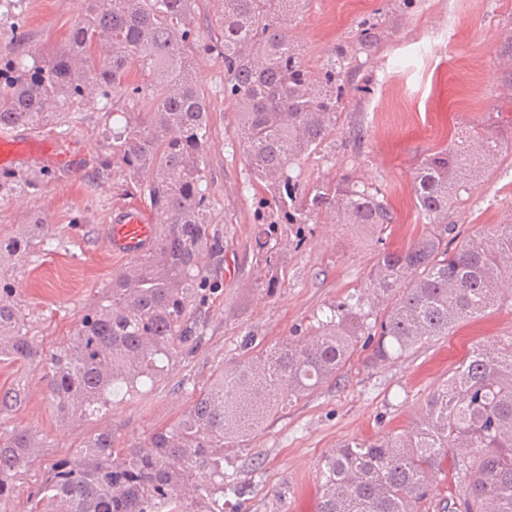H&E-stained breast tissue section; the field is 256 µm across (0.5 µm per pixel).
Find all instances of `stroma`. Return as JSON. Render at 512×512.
<instances>
[{
  "label": "stroma",
  "mask_w": 512,
  "mask_h": 512,
  "mask_svg": "<svg viewBox=\"0 0 512 512\" xmlns=\"http://www.w3.org/2000/svg\"><path fill=\"white\" fill-rule=\"evenodd\" d=\"M221 8V0H196L192 57L209 107L202 167L210 231L220 242L204 254V297L189 307L200 339L179 348L163 374L131 389L115 388L105 406L77 423L59 420L47 384L52 356L69 344L81 317L94 311L113 275L128 264L106 250L98 228L126 205L143 208L148 223L161 217L139 196L126 194L118 179L90 182L105 153L106 115L98 106L79 102L43 126L17 129L62 143L79 162L31 164L22 173L39 174L37 188L0 194V239L18 236L36 213L51 233L50 246L0 257L25 314L24 330L39 352L33 363L0 354V389L25 391L20 407L0 413V433L26 429L43 443L37 459L14 476V492L0 500V512H34V493L51 465L90 436L108 430L124 447L178 423L200 390L244 357L246 336L261 349L306 335L322 310L354 291L364 294L374 316L383 314L382 302L366 293L373 242L330 218L279 225L274 261L257 262L255 228L273 212L264 203L267 191L247 186L235 107L224 96V65L207 50ZM83 11L76 0H22L0 20V48L19 34L33 53L61 48ZM365 20L376 38L369 51L360 47ZM287 27L306 67L319 71L336 55L344 57L336 130L302 162L301 184L347 174L386 189L396 213L388 245L406 247L424 230L414 199L417 165L476 125L498 141L499 156L449 211L448 221L463 241L512 224V0H302ZM511 335L512 305L503 303L378 365L358 350L338 379L289 402L230 450L225 470L243 493L225 497L224 512H320V467L327 455L352 439L406 434L473 344ZM474 457V449H453L441 473L431 477L419 512H447L449 501L462 494L458 463Z\"/></svg>",
  "instance_id": "obj_1"
}]
</instances>
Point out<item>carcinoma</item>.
<instances>
[{"label": "carcinoma", "instance_id": "carcinoma-1", "mask_svg": "<svg viewBox=\"0 0 512 512\" xmlns=\"http://www.w3.org/2000/svg\"><path fill=\"white\" fill-rule=\"evenodd\" d=\"M297 2L224 0L221 34L208 50L224 62V96L235 103L239 149L282 222L308 224L329 214L380 243L394 224L380 188L348 175L299 188L300 162L336 129L342 87L336 65L323 73L302 65L286 25ZM87 3L61 49L35 55L16 44L0 51V129L36 126L95 91L113 120L103 129L107 154L92 179L119 176L166 221L156 248L112 276L97 309L52 357L50 396L68 423L103 406L113 387L156 376L179 346L197 338L187 312L202 296L200 269L210 241L201 167L209 110L191 56L195 0ZM135 70L163 85V97H152L146 82L130 81ZM122 88L129 107L115 110L112 91ZM497 153L495 141L472 127L461 145L420 161L415 204L433 230L403 249L379 248L366 287L390 302L381 320L370 321L357 294L328 306L310 335L225 370L178 427L128 448L117 447L109 432L90 437L54 463L36 497L49 508L65 504V512H224V494H242L224 472V449L285 402L336 377L358 342L372 348V363L385 362L512 298L504 288L512 278V225L452 249L455 225L447 223L448 210ZM37 186L34 179L0 175L1 192ZM276 226L262 223L256 235L257 260L266 264ZM50 240L35 216L23 234L0 239V253L25 254ZM0 353L38 357L3 272ZM21 402V390L0 391V412ZM461 445L477 449L478 457L448 512H512V337L474 346L407 436L357 439L335 449L320 472V512H418L429 477ZM40 448L25 429L0 436V500L12 494L13 476ZM202 468L213 482L189 497L193 474Z\"/></svg>", "mask_w": 512, "mask_h": 512}]
</instances>
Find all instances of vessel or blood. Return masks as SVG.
<instances>
[{
    "instance_id": "vessel-or-blood-1",
    "label": "vessel or blood",
    "mask_w": 512,
    "mask_h": 512,
    "mask_svg": "<svg viewBox=\"0 0 512 512\" xmlns=\"http://www.w3.org/2000/svg\"><path fill=\"white\" fill-rule=\"evenodd\" d=\"M75 160L74 153L56 142L0 135V168L14 170L30 162L70 166ZM101 237L108 252L122 257H134L151 251L157 242L154 226L146 223L137 208L119 211L109 224L102 226Z\"/></svg>"
}]
</instances>
